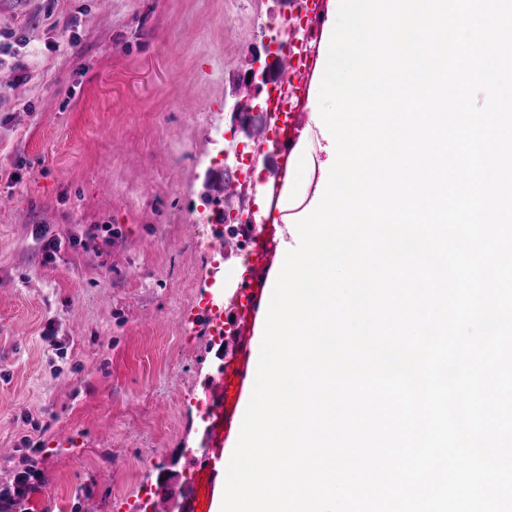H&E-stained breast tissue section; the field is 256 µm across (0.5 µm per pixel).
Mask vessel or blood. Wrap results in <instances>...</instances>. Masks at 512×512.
<instances>
[{
    "label": "vessel or blood",
    "mask_w": 512,
    "mask_h": 512,
    "mask_svg": "<svg viewBox=\"0 0 512 512\" xmlns=\"http://www.w3.org/2000/svg\"><path fill=\"white\" fill-rule=\"evenodd\" d=\"M302 137L303 127L297 114H290L279 124L276 152L282 157L292 156ZM247 232L256 239L258 249L230 297L229 309L236 317L237 334L234 349L224 362L219 393L213 398L209 434L214 452L200 460L196 484L184 489L177 498H170L167 489L159 490L154 499L156 512H196L202 497L211 496L213 477L225 473L229 462L221 451L224 435L232 426L244 392L254 386L257 373L254 325L257 315L267 309L264 287L269 268L265 256L271 244V231L269 225L253 224Z\"/></svg>",
    "instance_id": "1"
}]
</instances>
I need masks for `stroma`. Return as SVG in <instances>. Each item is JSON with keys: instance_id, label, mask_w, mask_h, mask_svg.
<instances>
[{"instance_id": "35a3bbf8", "label": "stroma", "mask_w": 512, "mask_h": 512, "mask_svg": "<svg viewBox=\"0 0 512 512\" xmlns=\"http://www.w3.org/2000/svg\"><path fill=\"white\" fill-rule=\"evenodd\" d=\"M294 0H0V490L17 512H128L210 454L197 416L231 337L240 244L210 215L263 196L223 168L257 23ZM61 240L46 258L37 228ZM71 440L56 443L58 433Z\"/></svg>"}]
</instances>
